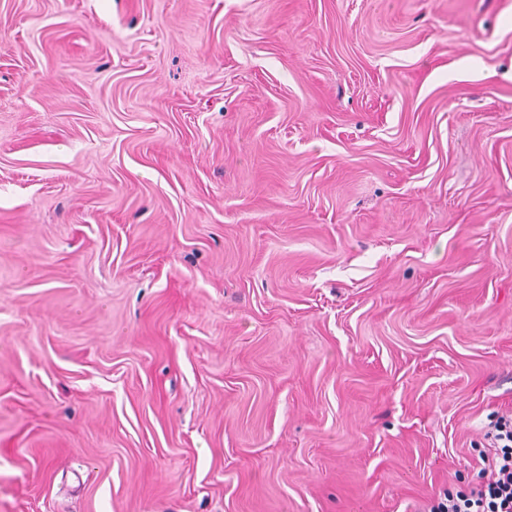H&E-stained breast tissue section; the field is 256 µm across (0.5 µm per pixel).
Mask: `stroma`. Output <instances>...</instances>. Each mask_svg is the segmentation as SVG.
<instances>
[{
	"label": "stroma",
	"instance_id": "stroma-1",
	"mask_svg": "<svg viewBox=\"0 0 512 512\" xmlns=\"http://www.w3.org/2000/svg\"><path fill=\"white\" fill-rule=\"evenodd\" d=\"M512 410V0H0V512H424Z\"/></svg>",
	"mask_w": 512,
	"mask_h": 512
}]
</instances>
